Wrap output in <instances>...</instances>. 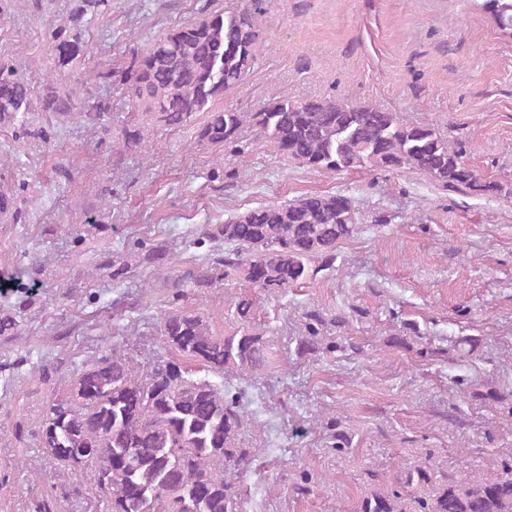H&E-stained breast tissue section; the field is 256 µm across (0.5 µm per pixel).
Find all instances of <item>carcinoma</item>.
<instances>
[{
  "instance_id": "carcinoma-1",
  "label": "carcinoma",
  "mask_w": 512,
  "mask_h": 512,
  "mask_svg": "<svg viewBox=\"0 0 512 512\" xmlns=\"http://www.w3.org/2000/svg\"><path fill=\"white\" fill-rule=\"evenodd\" d=\"M270 2L233 0L220 10L204 5L200 19L152 39L120 75L99 64L88 71V80L100 85L118 80L132 109L162 126H180L208 113L197 144L222 145L240 159L241 131L248 127L280 154L317 172L413 169L450 190L502 194V185L481 178L426 121L407 123L369 105L334 97L298 101L286 93L254 112L215 107L253 68ZM487 6L501 28L512 29V0H483ZM111 13L112 0H80L70 19L73 28L49 26L58 66L87 55L83 18ZM76 99L72 87L47 76L43 110L67 115L76 110ZM32 104L27 80L1 61L0 126H16ZM81 111L102 122L110 107L89 96ZM0 215L21 219L16 195L0 190ZM360 221L355 200L341 193H310L251 208L204 231L227 247L214 251L207 264L186 269L180 280L202 289L235 275L264 292L302 285L333 268L340 244L357 233ZM255 304L247 296L234 302L244 327L224 338L213 336L198 316L165 314L161 335L171 356L145 369L111 348L102 351L75 374L67 394L51 395L39 430L43 453L89 477L108 512H239L240 480L253 463L246 449L235 447L246 424L242 396L193 377L188 364L208 372L271 368L264 336L246 326ZM321 325L320 313L306 314L298 355L341 348L324 343ZM217 462L224 466L222 475L212 472ZM430 481L426 465L399 478L405 486ZM355 512H512V464L440 484L425 499L407 498L396 489L373 491L357 502Z\"/></svg>"
}]
</instances>
